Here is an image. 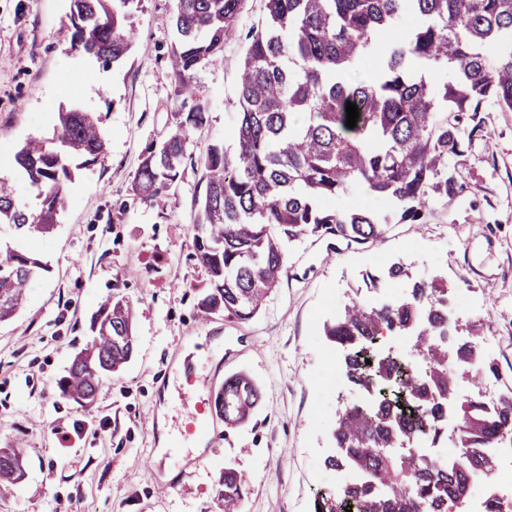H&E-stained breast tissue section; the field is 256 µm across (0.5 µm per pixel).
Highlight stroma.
<instances>
[{"mask_svg": "<svg viewBox=\"0 0 512 512\" xmlns=\"http://www.w3.org/2000/svg\"><path fill=\"white\" fill-rule=\"evenodd\" d=\"M174 5L143 0L129 59L105 69L71 50L69 0H0V174H11L27 139L51 137L60 106L97 113L107 135L104 154L68 184L56 231L22 243L47 269L0 323V448H20L27 461L25 480L0 493V512H218L228 467L246 490L240 512H316L338 490V472L324 464L336 419L368 399L333 376L344 350L327 340L323 322L351 300L379 304L437 276L448 283L456 339L470 340L479 324V345L499 365L483 400L512 387V112L490 103L463 154L448 161L461 185L451 204L429 201L424 223L391 224L370 246L301 239L248 325L197 310L206 273L189 255L205 192L199 159L212 142L234 144L244 36L264 2L248 0L223 57L200 76L208 121L186 143L179 182L144 203L132 191L142 152L182 110L166 64ZM397 261L409 278L366 285V274ZM110 293L133 307L136 351L86 407L59 383ZM242 371L262 394L253 417L236 428L216 422L205 462L168 486L172 461L161 441L189 413L180 395L187 374L221 382ZM78 422L79 438L62 442Z\"/></svg>", "mask_w": 512, "mask_h": 512, "instance_id": "obj_1", "label": "stroma"}]
</instances>
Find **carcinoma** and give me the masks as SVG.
Returning a JSON list of instances; mask_svg holds the SVG:
<instances>
[{"label": "carcinoma", "instance_id": "1", "mask_svg": "<svg viewBox=\"0 0 512 512\" xmlns=\"http://www.w3.org/2000/svg\"><path fill=\"white\" fill-rule=\"evenodd\" d=\"M142 0H70L71 48L104 68L127 58V26ZM247 0H176L168 56L174 94L188 105L164 141L150 143L134 175L136 196L156 199L180 178L190 134L206 122L208 104L199 76L224 54V42ZM265 15L246 36L239 73L235 149L211 143L200 157L205 194L191 225L193 258L209 284L198 310L247 324L277 288L288 243L308 235L347 244H373L391 221L420 223L428 201L454 199L459 189L448 156L480 130L482 105L512 112V0H264ZM411 18L403 38L387 45L378 65L375 37ZM448 69V79L431 75ZM358 106L346 126V104ZM106 141L93 113L61 109L52 138L27 141L15 168L39 189V209L16 200L15 180L0 175V231L21 239L50 236L68 202L73 170L95 161ZM363 192L390 204L380 213L336 210L325 201ZM43 263L6 248L0 253V322L21 307ZM91 344L78 352L62 380L63 393L89 405L103 378L118 372L135 351L133 310L122 296L107 298L91 322ZM451 331L448 287L441 279L417 282L411 292L379 305L355 300L323 326L326 338L354 348L345 372L366 389L375 380L398 384L403 401L378 390L366 410L351 405L332 432L335 451L325 464L356 479L321 512H461L474 480L497 467L499 449L512 448V389L492 406L480 384L500 376L498 363L476 343L445 342ZM414 337L419 371L406 374L392 356L369 346L383 335ZM371 364H366V361ZM472 369L471 395L455 406L452 458L419 450L391 452L420 436L438 443L448 432L454 367ZM260 390L245 373L224 379L215 412L232 425L248 422ZM27 474L18 448H0V491ZM218 506L237 512L244 489L224 469Z\"/></svg>", "mask_w": 512, "mask_h": 512}]
</instances>
